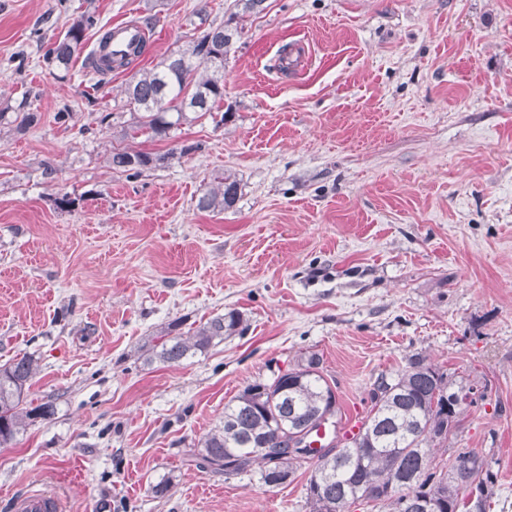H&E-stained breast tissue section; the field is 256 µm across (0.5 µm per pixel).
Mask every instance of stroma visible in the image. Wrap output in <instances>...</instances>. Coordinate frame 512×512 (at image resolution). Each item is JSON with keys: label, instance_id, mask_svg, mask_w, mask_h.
Masks as SVG:
<instances>
[{"label": "stroma", "instance_id": "obj_1", "mask_svg": "<svg viewBox=\"0 0 512 512\" xmlns=\"http://www.w3.org/2000/svg\"><path fill=\"white\" fill-rule=\"evenodd\" d=\"M233 10L0 0V112L41 116L0 124V365L36 359L30 397L55 407L0 445V512L31 490L63 512H310L313 459L269 487L195 455L248 384L313 354L341 428L414 354L472 389L432 465L478 454L497 475L487 512H512V0H265L224 63L223 124L120 140L133 72ZM84 15L95 24L60 71L47 50ZM131 20L143 54L97 77L101 30ZM119 144L167 160L118 173ZM228 171L236 205L199 209ZM232 310L241 326L205 352L152 358L170 323Z\"/></svg>", "mask_w": 512, "mask_h": 512}]
</instances>
